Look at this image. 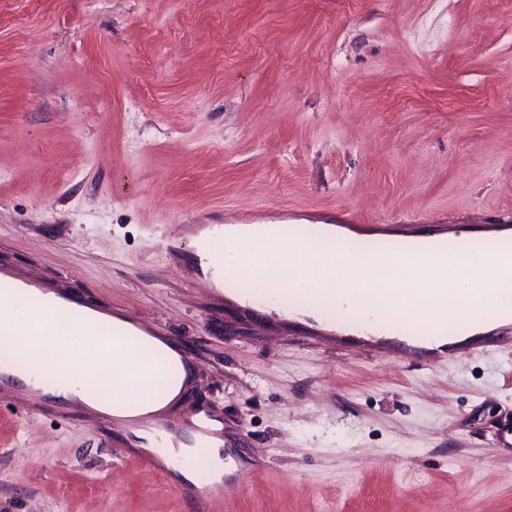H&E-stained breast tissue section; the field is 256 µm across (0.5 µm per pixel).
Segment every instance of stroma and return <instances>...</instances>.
<instances>
[{
  "instance_id": "35a3bbf8",
  "label": "stroma",
  "mask_w": 512,
  "mask_h": 512,
  "mask_svg": "<svg viewBox=\"0 0 512 512\" xmlns=\"http://www.w3.org/2000/svg\"><path fill=\"white\" fill-rule=\"evenodd\" d=\"M183 224L512 225V0H0V267L180 341L218 512H512V339L425 370L247 310ZM0 399V512H197Z\"/></svg>"
}]
</instances>
